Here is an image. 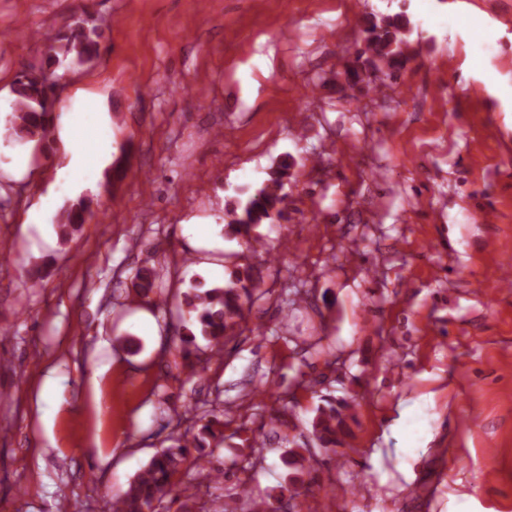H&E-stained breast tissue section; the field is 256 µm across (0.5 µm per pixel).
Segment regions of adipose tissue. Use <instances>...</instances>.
Wrapping results in <instances>:
<instances>
[{"label":"adipose tissue","instance_id":"1","mask_svg":"<svg viewBox=\"0 0 512 512\" xmlns=\"http://www.w3.org/2000/svg\"><path fill=\"white\" fill-rule=\"evenodd\" d=\"M60 138L71 151L72 167L83 173L86 183H93L112 151V125L94 94L77 92L73 105L63 112ZM81 142L87 143V150H78Z\"/></svg>","mask_w":512,"mask_h":512}]
</instances>
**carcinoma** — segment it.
I'll return each instance as SVG.
<instances>
[{"label":"carcinoma","mask_w":512,"mask_h":512,"mask_svg":"<svg viewBox=\"0 0 512 512\" xmlns=\"http://www.w3.org/2000/svg\"><path fill=\"white\" fill-rule=\"evenodd\" d=\"M367 31L373 56L370 65L373 69L379 70L386 66L398 70L405 65L407 41L404 37L405 24L401 19H371ZM95 34L97 28L94 27L89 31L77 28L65 35L52 36L50 42L53 54L49 60H57L61 55L66 57L73 54L78 59L91 55L96 45L93 40ZM48 90L45 71L36 77L18 81L15 107L21 108V114L14 115L9 135L25 141L39 140L45 136ZM288 168V162H282L276 176L249 199L242 212L234 213L229 227L239 233L252 225L271 221L280 214L279 205L284 201L281 194L283 178L288 175ZM88 212L89 204L83 200L67 209L61 223L57 225L59 238L69 240L86 222ZM133 286L144 294H158L162 291L163 283L155 269L144 268L135 277ZM255 288L256 279L249 268L234 269L228 281L222 284L208 288L196 285L191 288L185 294L187 317L182 321L181 343L189 346L200 337L207 341L212 354L220 355L224 339L234 332L242 318L243 304L251 298ZM346 418L344 410L333 405L317 408L312 429L321 447L329 449L341 444L340 436L348 434ZM186 453L187 446L178 445L155 456L112 504V512H149L153 503L169 490L171 479L179 472Z\"/></svg>","instance_id":"cac0c4a2"}]
</instances>
